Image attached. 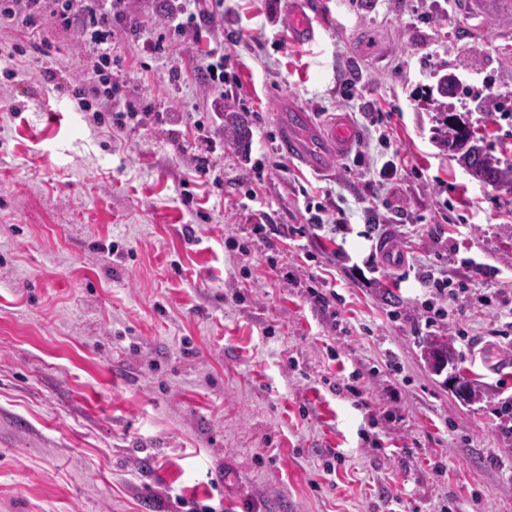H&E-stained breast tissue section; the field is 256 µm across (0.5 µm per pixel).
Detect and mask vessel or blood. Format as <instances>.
I'll use <instances>...</instances> for the list:
<instances>
[{
  "label": "vessel or blood",
  "mask_w": 512,
  "mask_h": 512,
  "mask_svg": "<svg viewBox=\"0 0 512 512\" xmlns=\"http://www.w3.org/2000/svg\"><path fill=\"white\" fill-rule=\"evenodd\" d=\"M289 25L296 38L314 36L315 26L303 0H293ZM356 143V131L345 117L318 126L307 110L297 106L290 107L280 131V145L288 158L319 172L328 171L333 160L351 152Z\"/></svg>",
  "instance_id": "1"
}]
</instances>
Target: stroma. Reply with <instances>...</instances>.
<instances>
[{
    "label": "stroma",
    "instance_id": "obj_1",
    "mask_svg": "<svg viewBox=\"0 0 512 512\" xmlns=\"http://www.w3.org/2000/svg\"><path fill=\"white\" fill-rule=\"evenodd\" d=\"M290 2L224 0L223 22L147 55L167 0H130L140 27L114 24L112 78L167 123L120 131L67 107L87 63L73 32L0 26V512H512L496 320L426 325L415 280L467 276L472 257L512 307V194L440 146L427 97L458 75L471 91L449 109L512 163V0H308L309 42ZM218 43L244 152L193 75ZM285 99L319 125L345 116L356 150L321 174L288 160ZM208 137L212 180L194 170ZM395 157L407 172L380 183ZM319 207L345 220L347 258L312 229ZM315 290L335 291L330 313ZM439 334L454 360L437 373L419 342ZM289 25L293 35L298 39H309L315 35L313 19L304 11L302 0H293Z\"/></svg>",
    "mask_w": 512,
    "mask_h": 512
}]
</instances>
